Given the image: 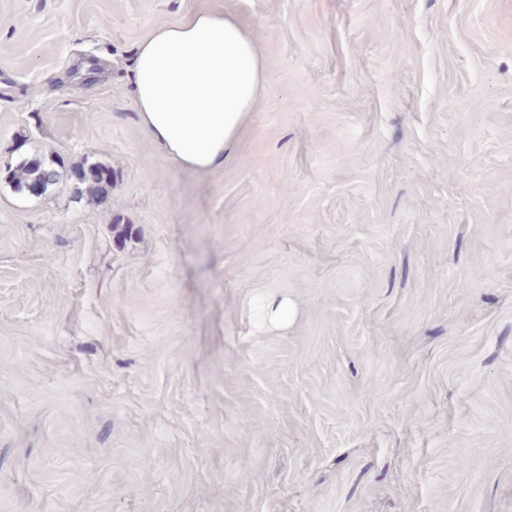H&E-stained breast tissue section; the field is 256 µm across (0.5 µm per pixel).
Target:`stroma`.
<instances>
[{
  "label": "stroma",
  "instance_id": "35a3bbf8",
  "mask_svg": "<svg viewBox=\"0 0 512 512\" xmlns=\"http://www.w3.org/2000/svg\"><path fill=\"white\" fill-rule=\"evenodd\" d=\"M199 10L265 61L212 171L127 82ZM0 512H512V0H0ZM59 166L56 159L47 162L42 158H32L19 163L10 176L11 183L18 189L38 183L42 187V194L55 188L60 183V172L55 167ZM105 168L98 163L85 162L82 166L77 169H81L84 173L82 181L75 184V194L80 198H87L88 200L98 199L102 193V171L99 168ZM260 321L279 326H288L295 318V308L286 299L271 295L260 301L258 306Z\"/></svg>",
  "mask_w": 512,
  "mask_h": 512
}]
</instances>
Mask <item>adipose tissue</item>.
<instances>
[{"label":"adipose tissue","mask_w":512,"mask_h":512,"mask_svg":"<svg viewBox=\"0 0 512 512\" xmlns=\"http://www.w3.org/2000/svg\"><path fill=\"white\" fill-rule=\"evenodd\" d=\"M264 66L233 15L201 11L157 27L139 41L129 76L138 123L175 165L221 168L260 101Z\"/></svg>","instance_id":"ef3b65f1"}]
</instances>
